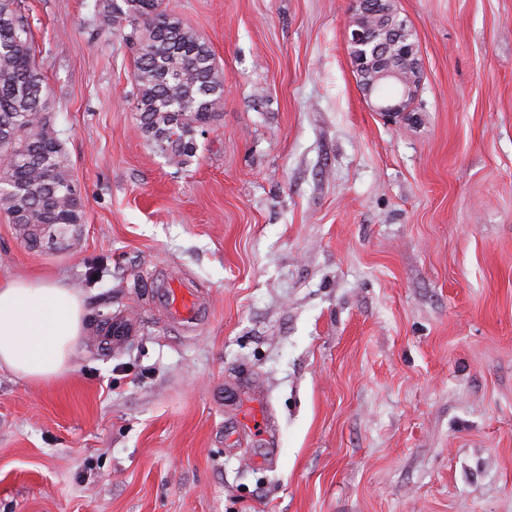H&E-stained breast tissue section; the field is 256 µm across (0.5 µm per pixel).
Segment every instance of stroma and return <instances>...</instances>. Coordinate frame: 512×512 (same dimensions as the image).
I'll list each match as a JSON object with an SVG mask.
<instances>
[{"label":"stroma","mask_w":512,"mask_h":512,"mask_svg":"<svg viewBox=\"0 0 512 512\" xmlns=\"http://www.w3.org/2000/svg\"><path fill=\"white\" fill-rule=\"evenodd\" d=\"M23 2L84 220L33 249L0 212V278L63 280L87 332L60 379L0 369V512H512V0H396L394 124L353 0H172L224 74L184 165L138 129L129 28ZM184 278L182 333L150 291ZM346 41L349 47L357 50L352 61L360 87L373 110L391 121L410 112V109H404L405 99L413 94L414 87H419L422 67L409 34L395 29L386 41L378 42L365 25L353 22L346 33ZM390 43H399L398 52H390ZM372 65L376 74L373 80L367 81L363 76ZM404 72L408 81L404 78Z\"/></svg>","instance_id":"1"}]
</instances>
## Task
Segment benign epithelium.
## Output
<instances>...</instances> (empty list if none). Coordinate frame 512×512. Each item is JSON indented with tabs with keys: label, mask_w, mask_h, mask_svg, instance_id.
<instances>
[{
	"label": "benign epithelium",
	"mask_w": 512,
	"mask_h": 512,
	"mask_svg": "<svg viewBox=\"0 0 512 512\" xmlns=\"http://www.w3.org/2000/svg\"><path fill=\"white\" fill-rule=\"evenodd\" d=\"M346 41L356 50L352 61L373 110L391 121L402 117L405 99L420 85L422 75L421 61L409 34L395 29L386 41L378 42L365 25L354 22Z\"/></svg>",
	"instance_id": "obj_1"
}]
</instances>
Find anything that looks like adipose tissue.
Wrapping results in <instances>:
<instances>
[{"instance_id":"obj_1","label":"adipose tissue","mask_w":512,"mask_h":512,"mask_svg":"<svg viewBox=\"0 0 512 512\" xmlns=\"http://www.w3.org/2000/svg\"><path fill=\"white\" fill-rule=\"evenodd\" d=\"M86 312L69 287L42 278L0 280V368L32 381L66 374Z\"/></svg>"}]
</instances>
